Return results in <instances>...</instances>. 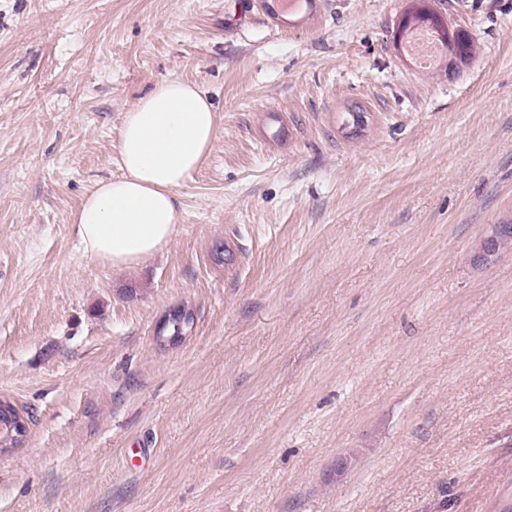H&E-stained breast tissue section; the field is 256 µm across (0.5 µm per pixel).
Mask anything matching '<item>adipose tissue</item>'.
I'll list each match as a JSON object with an SVG mask.
<instances>
[{"label": "adipose tissue", "mask_w": 512, "mask_h": 512, "mask_svg": "<svg viewBox=\"0 0 512 512\" xmlns=\"http://www.w3.org/2000/svg\"><path fill=\"white\" fill-rule=\"evenodd\" d=\"M217 136L214 107L196 84L166 80L141 96L118 133L121 176L96 181L73 215L83 252L123 268L167 249L182 219L176 191Z\"/></svg>", "instance_id": "ef3b65f1"}]
</instances>
